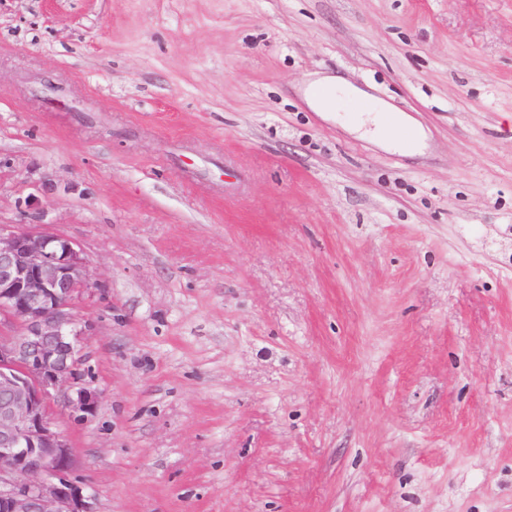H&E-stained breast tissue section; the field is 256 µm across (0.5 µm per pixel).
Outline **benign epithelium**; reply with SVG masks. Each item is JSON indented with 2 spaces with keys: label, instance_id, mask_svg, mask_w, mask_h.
Segmentation results:
<instances>
[{
  "label": "benign epithelium",
  "instance_id": "benign-epithelium-1",
  "mask_svg": "<svg viewBox=\"0 0 512 512\" xmlns=\"http://www.w3.org/2000/svg\"><path fill=\"white\" fill-rule=\"evenodd\" d=\"M88 283L76 243L0 224V512H95L68 477L70 446L47 409L77 375L73 301ZM66 400L79 419L99 403L86 387Z\"/></svg>",
  "mask_w": 512,
  "mask_h": 512
}]
</instances>
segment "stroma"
<instances>
[{"label": "stroma", "instance_id": "1", "mask_svg": "<svg viewBox=\"0 0 512 512\" xmlns=\"http://www.w3.org/2000/svg\"><path fill=\"white\" fill-rule=\"evenodd\" d=\"M30 220L89 261L99 405L49 411L96 512H512V0H0ZM311 86L313 88L328 89L331 92V96L328 98L310 96L308 103L314 110L318 112H335L336 102L346 99L355 106L356 112H360L361 121L359 126H369L367 133L374 139L385 141L401 151H410L416 146L419 139V131L408 121L403 113L393 115V119L397 124L409 128L414 136L416 134V140L413 145L412 143L409 145L404 144L397 139L385 136L381 132V120L385 116L383 113L388 111L381 103L373 100L358 88L344 82L340 78L331 76L318 77L311 82Z\"/></svg>", "mask_w": 512, "mask_h": 512}]
</instances>
